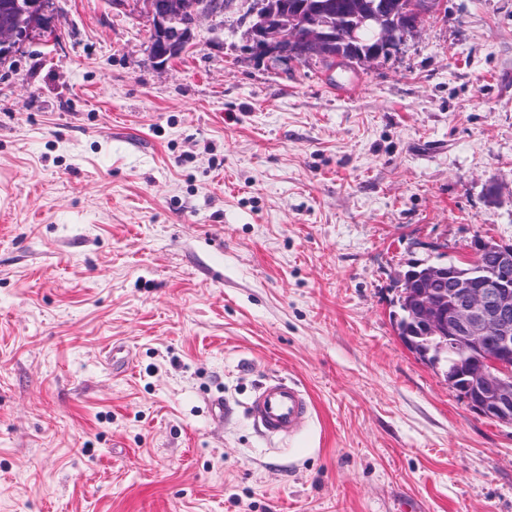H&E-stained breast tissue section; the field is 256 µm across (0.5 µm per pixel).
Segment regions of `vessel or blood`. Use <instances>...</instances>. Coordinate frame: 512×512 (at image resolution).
<instances>
[{"label":"vessel or blood","instance_id":"vessel-or-blood-1","mask_svg":"<svg viewBox=\"0 0 512 512\" xmlns=\"http://www.w3.org/2000/svg\"><path fill=\"white\" fill-rule=\"evenodd\" d=\"M248 410L265 434L289 438L301 430L310 416L311 401L299 384L274 379L255 392Z\"/></svg>","mask_w":512,"mask_h":512}]
</instances>
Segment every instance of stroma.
Segmentation results:
<instances>
[{
    "instance_id": "stroma-1",
    "label": "stroma",
    "mask_w": 512,
    "mask_h": 512,
    "mask_svg": "<svg viewBox=\"0 0 512 512\" xmlns=\"http://www.w3.org/2000/svg\"><path fill=\"white\" fill-rule=\"evenodd\" d=\"M261 5L157 66L134 0H53L0 64V512H512V425L392 317L411 266L512 245V0L345 71L255 60ZM248 410L265 434L290 438L301 430L310 416L311 401L299 384L274 379L255 392Z\"/></svg>"
}]
</instances>
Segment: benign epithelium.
Instances as JSON below:
<instances>
[{"label": "benign epithelium", "mask_w": 512, "mask_h": 512, "mask_svg": "<svg viewBox=\"0 0 512 512\" xmlns=\"http://www.w3.org/2000/svg\"><path fill=\"white\" fill-rule=\"evenodd\" d=\"M143 10L159 30L156 44L149 47L152 59L162 61L167 55L165 35L171 41L190 34L198 19L222 10L221 0H210L205 9L184 21L187 29H173L170 19L183 13L182 0H166L157 7L154 0H141ZM437 0H417L406 26L399 31L383 28L368 56L353 57L365 64L390 53L421 19L434 13ZM336 25L327 19L315 20L303 36L288 31L267 13L252 22L249 39L252 50L273 65L301 62L331 43ZM497 273L478 270L450 274L442 265L425 267L418 275L421 288H412L413 280L403 277L406 293L414 294L412 318L422 331V338L436 339L464 351L467 359L448 374V382L465 381L467 402L476 413L504 424H512V248L497 249Z\"/></svg>", "instance_id": "obj_1"}]
</instances>
